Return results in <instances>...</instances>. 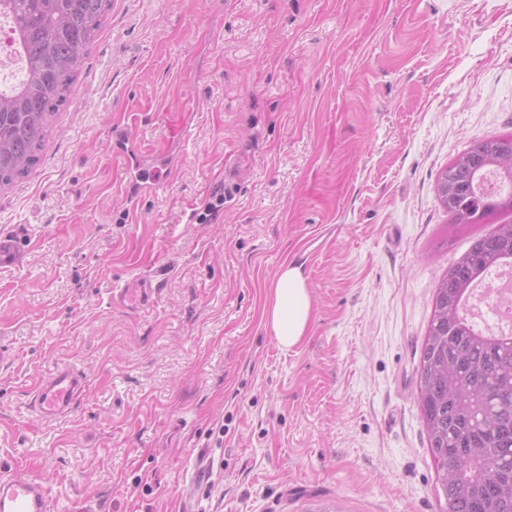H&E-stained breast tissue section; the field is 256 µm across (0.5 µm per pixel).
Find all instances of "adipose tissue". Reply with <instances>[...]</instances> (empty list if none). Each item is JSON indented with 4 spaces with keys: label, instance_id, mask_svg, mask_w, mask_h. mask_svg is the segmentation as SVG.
<instances>
[{
    "label": "adipose tissue",
    "instance_id": "obj_1",
    "mask_svg": "<svg viewBox=\"0 0 512 512\" xmlns=\"http://www.w3.org/2000/svg\"><path fill=\"white\" fill-rule=\"evenodd\" d=\"M311 312V296L300 268L283 266L272 288L266 311V327L280 345L289 348L306 335Z\"/></svg>",
    "mask_w": 512,
    "mask_h": 512
}]
</instances>
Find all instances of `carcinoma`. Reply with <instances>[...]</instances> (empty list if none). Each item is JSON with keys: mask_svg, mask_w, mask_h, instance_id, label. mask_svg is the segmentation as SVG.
I'll use <instances>...</instances> for the list:
<instances>
[{"mask_svg": "<svg viewBox=\"0 0 512 512\" xmlns=\"http://www.w3.org/2000/svg\"><path fill=\"white\" fill-rule=\"evenodd\" d=\"M110 9L111 0H0L26 62L23 77L0 89L1 189L39 164ZM489 171L507 193L481 189ZM435 191L456 229L512 213V135L478 140L457 154ZM508 263L512 222L475 237L435 286L416 378L440 512H512V335L487 334L467 315L476 282Z\"/></svg>", "mask_w": 512, "mask_h": 512, "instance_id": "carcinoma-1", "label": "carcinoma"}]
</instances>
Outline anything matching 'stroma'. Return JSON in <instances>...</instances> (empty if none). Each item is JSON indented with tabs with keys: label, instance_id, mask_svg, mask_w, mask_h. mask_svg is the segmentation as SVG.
I'll return each instance as SVG.
<instances>
[{
	"label": "stroma",
	"instance_id": "1",
	"mask_svg": "<svg viewBox=\"0 0 512 512\" xmlns=\"http://www.w3.org/2000/svg\"><path fill=\"white\" fill-rule=\"evenodd\" d=\"M510 134L512 0H112L0 190V471L55 512H440L416 367L488 227L454 231L435 182ZM285 264L312 300L290 350L264 319ZM143 275L152 304L112 303ZM61 365L84 392L46 419ZM84 382L83 376L73 367H57L37 386L34 406L46 418L61 416L74 406L83 392Z\"/></svg>",
	"mask_w": 512,
	"mask_h": 512
}]
</instances>
